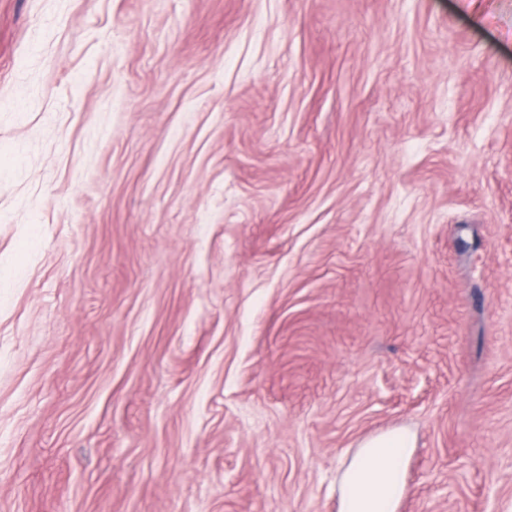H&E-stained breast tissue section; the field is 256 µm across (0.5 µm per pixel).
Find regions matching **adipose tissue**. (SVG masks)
<instances>
[{
    "instance_id": "ef3b65f1",
    "label": "adipose tissue",
    "mask_w": 512,
    "mask_h": 512,
    "mask_svg": "<svg viewBox=\"0 0 512 512\" xmlns=\"http://www.w3.org/2000/svg\"><path fill=\"white\" fill-rule=\"evenodd\" d=\"M410 444V435L397 431L357 448L339 472L338 512H397Z\"/></svg>"
}]
</instances>
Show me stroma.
Segmentation results:
<instances>
[{"label": "stroma", "instance_id": "35a3bbf8", "mask_svg": "<svg viewBox=\"0 0 512 512\" xmlns=\"http://www.w3.org/2000/svg\"><path fill=\"white\" fill-rule=\"evenodd\" d=\"M0 512H512V0H0ZM411 437L405 431L370 439L341 467L338 512H396L405 492Z\"/></svg>", "mask_w": 512, "mask_h": 512}]
</instances>
